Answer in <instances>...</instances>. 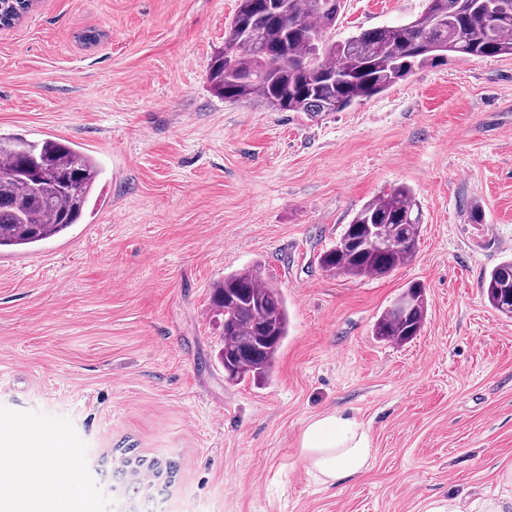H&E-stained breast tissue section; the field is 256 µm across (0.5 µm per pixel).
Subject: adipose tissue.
Wrapping results in <instances>:
<instances>
[{
  "instance_id": "ef3b65f1",
  "label": "adipose tissue",
  "mask_w": 512,
  "mask_h": 512,
  "mask_svg": "<svg viewBox=\"0 0 512 512\" xmlns=\"http://www.w3.org/2000/svg\"><path fill=\"white\" fill-rule=\"evenodd\" d=\"M297 452L319 480L329 486L362 476L370 469L374 456L368 429L353 416L339 411L309 420L300 433ZM64 477L55 457L43 454L37 467L25 470L32 495H0V512H74L70 501L48 500L38 493L40 486Z\"/></svg>"
}]
</instances>
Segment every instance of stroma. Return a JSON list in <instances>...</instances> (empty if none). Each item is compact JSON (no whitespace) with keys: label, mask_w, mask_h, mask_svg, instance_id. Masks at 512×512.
I'll use <instances>...</instances> for the list:
<instances>
[{"label":"stroma","mask_w":512,"mask_h":512,"mask_svg":"<svg viewBox=\"0 0 512 512\" xmlns=\"http://www.w3.org/2000/svg\"><path fill=\"white\" fill-rule=\"evenodd\" d=\"M424 0H347L337 37ZM238 0H36L0 29V134L95 156L87 223L0 251V442L51 453L86 512H424L512 469V318L481 280L512 257V56L449 59L343 112L227 103L208 82ZM414 188L413 260L381 279L320 254L370 198ZM480 208L484 221L470 223ZM260 267L288 302L266 384L228 382L213 284ZM412 281L426 322L377 316ZM368 428L370 470L328 486L297 454L309 419ZM171 463L120 475L119 451ZM399 298L405 300V311H397L394 302L373 325V336L381 342L404 344L419 335L426 321L428 304L423 284L417 281L408 283Z\"/></svg>","instance_id":"35a3bbf8"}]
</instances>
